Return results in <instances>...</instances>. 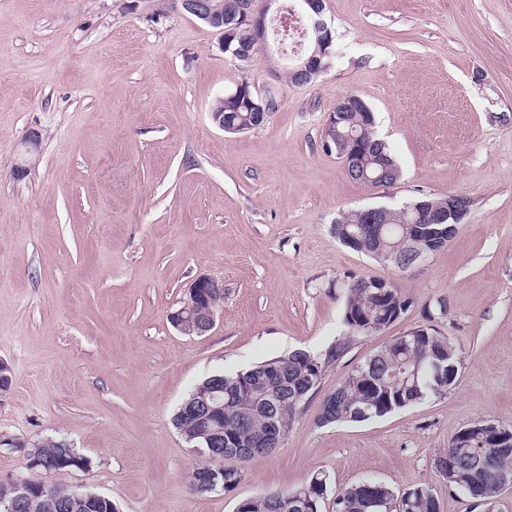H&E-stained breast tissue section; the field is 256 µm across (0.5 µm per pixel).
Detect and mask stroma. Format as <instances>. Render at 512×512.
I'll use <instances>...</instances> for the list:
<instances>
[{
  "instance_id": "35a3bbf8",
  "label": "stroma",
  "mask_w": 512,
  "mask_h": 512,
  "mask_svg": "<svg viewBox=\"0 0 512 512\" xmlns=\"http://www.w3.org/2000/svg\"><path fill=\"white\" fill-rule=\"evenodd\" d=\"M159 2L0 0V360L13 377L0 483L32 476L16 442L49 438L90 461L53 483L119 512H236L318 473L331 499L375 480L475 512L435 460L476 422L512 427V0H325L336 53L303 86L265 53L231 59L219 32ZM244 79L279 108L229 134L211 111ZM350 94L392 149L395 187L352 181L322 148ZM451 195L470 201L457 234L403 273L331 232L344 211ZM203 274L223 281L224 302L211 331L188 334L171 316ZM361 277L393 279L412 308L349 335L344 305ZM418 326L455 346V386L382 418L317 425L357 365ZM345 337L281 447L241 463L233 492L194 493L199 457L173 425L193 386Z\"/></svg>"
}]
</instances>
